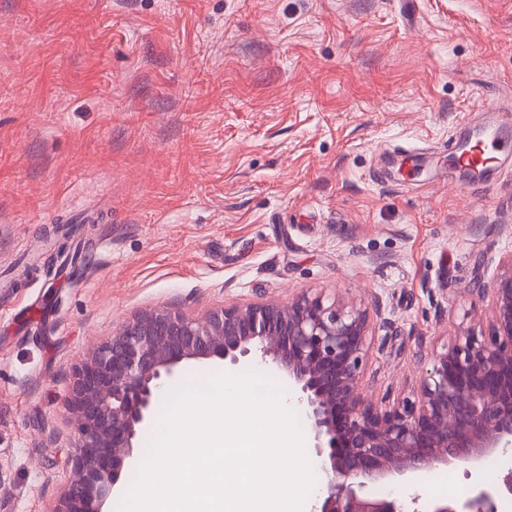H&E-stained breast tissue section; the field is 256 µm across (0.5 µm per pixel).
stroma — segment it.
<instances>
[{
    "label": "stroma",
    "mask_w": 512,
    "mask_h": 512,
    "mask_svg": "<svg viewBox=\"0 0 512 512\" xmlns=\"http://www.w3.org/2000/svg\"><path fill=\"white\" fill-rule=\"evenodd\" d=\"M506 113L512 0H0V512L53 508L72 369L146 310L337 295L365 383L414 398L512 253V154L448 169ZM81 213L84 273H25Z\"/></svg>",
    "instance_id": "1"
}]
</instances>
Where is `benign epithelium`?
<instances>
[{
	"mask_svg": "<svg viewBox=\"0 0 512 512\" xmlns=\"http://www.w3.org/2000/svg\"><path fill=\"white\" fill-rule=\"evenodd\" d=\"M511 272L480 293L491 297L488 330L467 329L433 358L412 400H376L362 384L366 311L303 292L223 305L202 318L163 307L142 312L74 368L68 407L76 424L73 477L51 512H104L136 462L163 389L187 364H263L274 369L307 420L322 481L312 512H405L381 484L410 487L456 463L475 474L512 451ZM429 512H496L489 489Z\"/></svg>",
	"mask_w": 512,
	"mask_h": 512,
	"instance_id": "1",
	"label": "benign epithelium"
}]
</instances>
